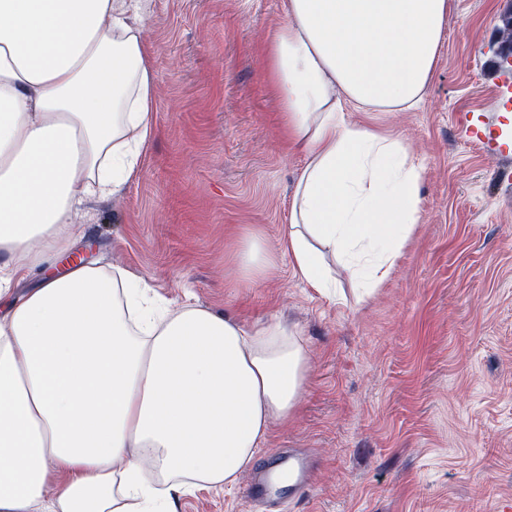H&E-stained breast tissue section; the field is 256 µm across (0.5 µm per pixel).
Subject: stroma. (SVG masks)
Segmentation results:
<instances>
[{
    "mask_svg": "<svg viewBox=\"0 0 512 512\" xmlns=\"http://www.w3.org/2000/svg\"><path fill=\"white\" fill-rule=\"evenodd\" d=\"M512 0H450L437 61L410 112H354L422 168V212L382 285L309 288L282 249L304 157L287 144L267 46L284 0H143L156 133L139 176L94 198L68 258L142 280L245 328L281 323L310 358L296 417L273 426L308 486L251 505L249 474L176 498L174 512H512V86L499 17ZM478 130L483 145L465 131ZM260 233L276 265L248 285L230 258Z\"/></svg>",
    "mask_w": 512,
    "mask_h": 512,
    "instance_id": "35a3bbf8",
    "label": "stroma"
}]
</instances>
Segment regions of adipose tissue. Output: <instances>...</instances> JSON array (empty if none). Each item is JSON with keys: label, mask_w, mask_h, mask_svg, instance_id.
Returning <instances> with one entry per match:
<instances>
[{"label": "adipose tissue", "mask_w": 512, "mask_h": 512, "mask_svg": "<svg viewBox=\"0 0 512 512\" xmlns=\"http://www.w3.org/2000/svg\"><path fill=\"white\" fill-rule=\"evenodd\" d=\"M141 0H0V512H173L185 487L221 488L253 465L306 383L286 329L247 331L188 305L159 314L138 280L51 264L90 196L138 174L156 78ZM448 0H287L270 45L283 132L305 156L285 238L295 271L331 288L343 260L363 295L384 282L420 219L421 168L349 111L415 108ZM275 256L235 255L245 280ZM152 464L168 482L143 478Z\"/></svg>", "instance_id": "ef3b65f1"}]
</instances>
